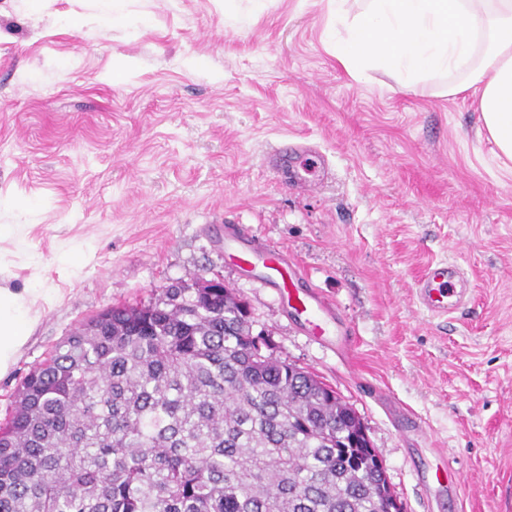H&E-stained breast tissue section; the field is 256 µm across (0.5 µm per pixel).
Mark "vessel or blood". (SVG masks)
<instances>
[{"label":"vessel or blood","mask_w":512,"mask_h":512,"mask_svg":"<svg viewBox=\"0 0 512 512\" xmlns=\"http://www.w3.org/2000/svg\"><path fill=\"white\" fill-rule=\"evenodd\" d=\"M268 165L287 174L289 183L297 188H312L313 175L322 167L324 159L305 144L297 143L272 149L267 155ZM224 251L246 271L263 267L267 287L282 295L292 313L303 321L308 330L322 340L333 341L336 348H344L347 339L344 329H332L334 308L317 293L299 287L300 273L289 264L282 250L259 243L241 228L224 233ZM471 280L454 261L440 259L427 264L416 282V298L430 315L444 317L454 313L466 300Z\"/></svg>","instance_id":"1"}]
</instances>
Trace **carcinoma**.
I'll return each instance as SVG.
<instances>
[{"instance_id": "1", "label": "carcinoma", "mask_w": 512, "mask_h": 512, "mask_svg": "<svg viewBox=\"0 0 512 512\" xmlns=\"http://www.w3.org/2000/svg\"><path fill=\"white\" fill-rule=\"evenodd\" d=\"M186 283L90 317L0 425V512H380L347 403Z\"/></svg>"}]
</instances>
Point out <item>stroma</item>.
I'll list each match as a JSON object with an SVG mask.
<instances>
[{
    "instance_id": "obj_1",
    "label": "stroma",
    "mask_w": 512,
    "mask_h": 512,
    "mask_svg": "<svg viewBox=\"0 0 512 512\" xmlns=\"http://www.w3.org/2000/svg\"><path fill=\"white\" fill-rule=\"evenodd\" d=\"M336 36L329 0H0V286L38 317L0 423L87 319L218 275L355 409L404 512H512V173L473 98L355 81ZM296 139L331 168L311 192L265 163ZM233 225L287 251L347 354L224 257ZM448 258L473 292L432 317L414 283ZM438 448L445 499L423 482Z\"/></svg>"
}]
</instances>
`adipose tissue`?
Segmentation results:
<instances>
[{
	"label": "adipose tissue",
	"instance_id": "1",
	"mask_svg": "<svg viewBox=\"0 0 512 512\" xmlns=\"http://www.w3.org/2000/svg\"><path fill=\"white\" fill-rule=\"evenodd\" d=\"M338 62L354 78L387 70L414 92L457 74L445 94L479 92L482 126L512 162V0H336ZM34 323L25 295L0 288V375L14 365Z\"/></svg>",
	"mask_w": 512,
	"mask_h": 512
}]
</instances>
